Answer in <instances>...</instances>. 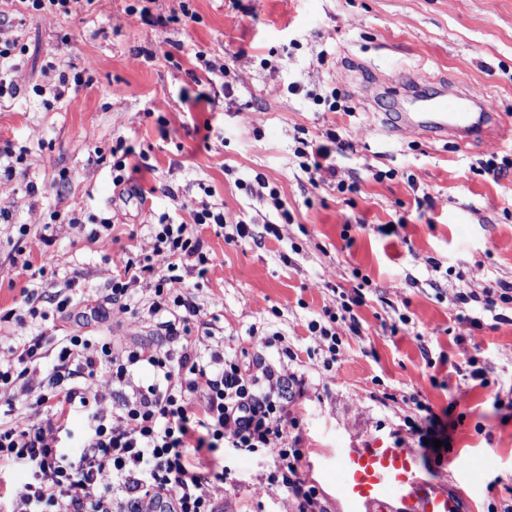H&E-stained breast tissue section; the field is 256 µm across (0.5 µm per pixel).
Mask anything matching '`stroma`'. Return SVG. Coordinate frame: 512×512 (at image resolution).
Here are the masks:
<instances>
[{"label": "stroma", "mask_w": 512, "mask_h": 512, "mask_svg": "<svg viewBox=\"0 0 512 512\" xmlns=\"http://www.w3.org/2000/svg\"><path fill=\"white\" fill-rule=\"evenodd\" d=\"M137 2L95 0L75 15L33 17L17 0H0V40L24 49L13 74L20 93L0 99V148L25 149L27 173L0 174V211L10 216L0 220V310L18 307L30 289L48 314L45 335L155 341L149 317L116 307L101 317L97 308L112 282L106 253H152L153 225L168 213L209 258L206 277L186 280L216 320L202 353L220 344L244 364L262 359L304 380L286 410L299 421L306 464H318L322 450L392 441L419 393L436 411L455 403L452 452L476 470L469 479L428 468L425 478L459 493L464 512H487L491 502L503 512L512 505V412L493 401L512 397V308L474 328L459 323L457 294L512 282V167L495 178L483 172L489 159L512 160V137L461 142L406 127L372 138L367 127L375 114L407 109L383 80L392 72L426 79L429 96L446 82L478 87L512 126V0H150L152 15H195L164 26L129 14ZM199 52L226 77L200 68ZM87 63L90 84L48 98L60 69ZM224 82L230 93H221ZM330 132L354 145L335 163L356 192L312 183L299 166L304 143ZM120 136L138 167L123 187L90 156ZM389 170L394 178L374 180ZM28 180L36 192L25 190ZM205 205L223 210L228 224H248L246 242L227 245L195 224ZM74 212L88 225L111 218V240L79 238L65 220ZM48 223L51 245L18 236L19 225ZM389 223L394 233L382 234ZM19 256L30 270L14 268ZM359 291L360 331L336 322L341 344L324 367L327 344L308 323ZM72 294L80 304L57 318V299ZM402 314L407 329L391 334ZM273 336L298 360L267 347ZM475 366L489 387L471 379ZM226 463L224 512H295L264 479L271 455L230 454Z\"/></svg>", "instance_id": "35a3bbf8"}]
</instances>
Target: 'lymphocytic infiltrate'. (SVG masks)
<instances>
[{"mask_svg": "<svg viewBox=\"0 0 512 512\" xmlns=\"http://www.w3.org/2000/svg\"><path fill=\"white\" fill-rule=\"evenodd\" d=\"M349 142L329 135L306 152L305 169L327 171L338 192L356 191V184L338 180L334 155L351 150ZM151 254L127 252L112 257V286L106 303L131 312L135 287L144 275L157 279L148 314L155 318L159 340L153 345L115 344L108 336L68 332L60 336H28L0 362V512H222L219 498L231 470L217 453L266 452L275 468L266 480L295 499L297 512H319L320 491L302 472L307 451L294 435L297 419L285 405L295 396L298 381L279 374L273 365L245 369L238 358L220 352L202 356L200 338L210 335L211 322L190 293L175 292L183 273L204 276L208 257L201 240L185 235V227L161 216L154 227ZM470 311L463 323L480 327L484 315L499 303H512V283L484 295L459 293ZM46 370L48 392L32 407L43 416L32 422L18 412L8 391L29 373ZM150 370L145 385L134 374ZM107 379L118 395L123 424L86 394L88 384ZM405 418L427 462H439L435 441L450 442L456 427L450 409L434 411L416 405ZM82 415L77 447L70 420ZM17 468L29 475L22 487L9 479Z\"/></svg>", "mask_w": 512, "mask_h": 512, "instance_id": "1", "label": "lymphocytic infiltrate"}]
</instances>
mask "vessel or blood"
<instances>
[{
  "instance_id": "b4317fda",
  "label": "vessel or blood",
  "mask_w": 512,
  "mask_h": 512,
  "mask_svg": "<svg viewBox=\"0 0 512 512\" xmlns=\"http://www.w3.org/2000/svg\"><path fill=\"white\" fill-rule=\"evenodd\" d=\"M497 107L479 91L450 90L423 98L414 112H398L392 129L414 124L434 138L491 136L500 125ZM415 449L399 443H363L336 451V494L343 512H462L446 485L423 478Z\"/></svg>"
}]
</instances>
